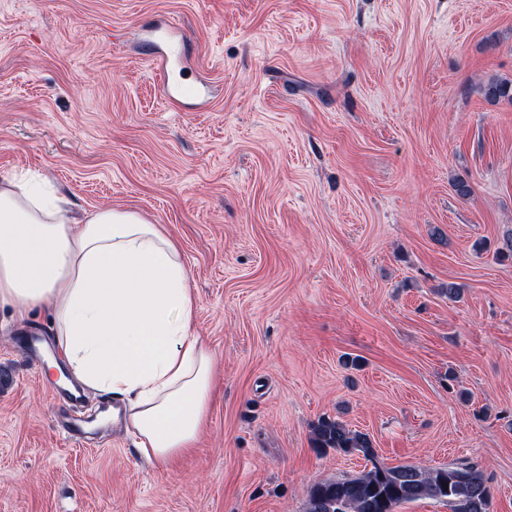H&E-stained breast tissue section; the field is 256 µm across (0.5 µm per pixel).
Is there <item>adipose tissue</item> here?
Here are the masks:
<instances>
[{"instance_id":"ef3b65f1","label":"adipose tissue","mask_w":512,"mask_h":512,"mask_svg":"<svg viewBox=\"0 0 512 512\" xmlns=\"http://www.w3.org/2000/svg\"><path fill=\"white\" fill-rule=\"evenodd\" d=\"M0 306L37 311L70 380L124 405L146 462L194 448L214 391V358L193 330L195 302L177 243L117 208L79 212L41 181L0 177Z\"/></svg>"}]
</instances>
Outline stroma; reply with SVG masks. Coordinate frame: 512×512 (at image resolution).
I'll use <instances>...</instances> for the list:
<instances>
[{
	"label": "stroma",
	"instance_id": "stroma-1",
	"mask_svg": "<svg viewBox=\"0 0 512 512\" xmlns=\"http://www.w3.org/2000/svg\"><path fill=\"white\" fill-rule=\"evenodd\" d=\"M493 76L512 79V0H0V174L160 225L215 358L195 448L152 467L121 420L89 428L112 400L53 401L26 354L48 312L1 307L0 512H303L372 462L458 460L512 512V101L484 98ZM195 79L205 105L165 101ZM322 415L375 461L317 452Z\"/></svg>",
	"mask_w": 512,
	"mask_h": 512
}]
</instances>
